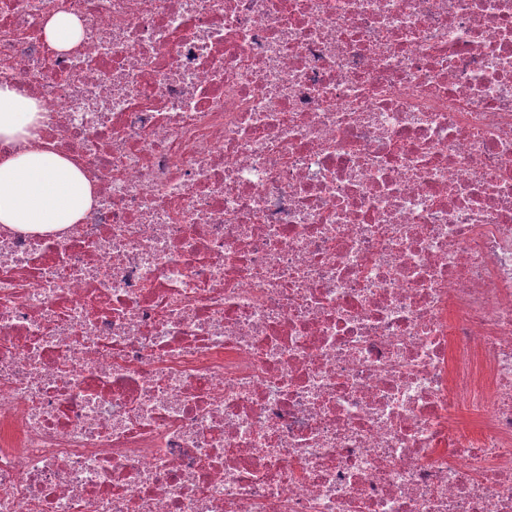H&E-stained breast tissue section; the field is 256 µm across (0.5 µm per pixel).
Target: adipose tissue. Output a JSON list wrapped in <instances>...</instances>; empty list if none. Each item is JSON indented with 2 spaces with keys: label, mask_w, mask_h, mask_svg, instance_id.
Wrapping results in <instances>:
<instances>
[{
  "label": "adipose tissue",
  "mask_w": 512,
  "mask_h": 512,
  "mask_svg": "<svg viewBox=\"0 0 512 512\" xmlns=\"http://www.w3.org/2000/svg\"><path fill=\"white\" fill-rule=\"evenodd\" d=\"M43 112L18 86L0 81V225L52 232L78 223L94 203L91 186L67 158L43 148Z\"/></svg>",
  "instance_id": "1"
}]
</instances>
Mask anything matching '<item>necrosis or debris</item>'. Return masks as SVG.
Here are the masks:
<instances>
[{"label":"necrosis or debris","instance_id":"necrosis-or-debris-1","mask_svg":"<svg viewBox=\"0 0 512 512\" xmlns=\"http://www.w3.org/2000/svg\"><path fill=\"white\" fill-rule=\"evenodd\" d=\"M0 79L95 196L0 225V512H512V0H0ZM45 32L47 41L60 50L67 48L77 39L79 24L73 17L59 15L47 24Z\"/></svg>","mask_w":512,"mask_h":512}]
</instances>
